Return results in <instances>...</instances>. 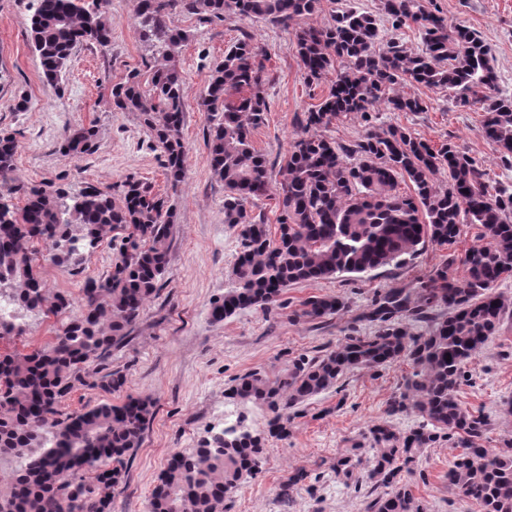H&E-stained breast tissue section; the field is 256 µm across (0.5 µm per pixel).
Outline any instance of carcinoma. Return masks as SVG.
Returning a JSON list of instances; mask_svg holds the SVG:
<instances>
[{
  "mask_svg": "<svg viewBox=\"0 0 512 512\" xmlns=\"http://www.w3.org/2000/svg\"><path fill=\"white\" fill-rule=\"evenodd\" d=\"M28 41L50 84H58L73 49L80 44L108 49L112 40L110 0H30ZM322 0H135L140 35L152 41L154 69L148 87L131 75L112 87V106L134 112L152 132V147L166 157V178L177 186L185 175L187 149L182 137L189 96L173 51L187 35L168 25L180 10L209 19L236 11L292 29L299 67L310 82L329 72L336 79L327 95L306 114L305 129L317 133L296 139L274 183L265 156L255 149L251 130L268 112L264 50L242 39L224 51L212 69L203 104L208 112V160L224 182V222L241 226L242 250L231 284L211 303L210 316L222 323L237 312L266 308L290 285L338 274H367L404 267L429 243L450 244L460 226L479 230V244L461 259L463 275L448 276L443 266L412 289L390 288L372 301L364 318L378 325L371 335L349 336L336 348L300 359L273 377L251 372L239 378L229 397L271 413L267 430H225L189 455H170L154 487L149 512H224L227 487L255 475L266 439L288 436L289 410L363 368L388 366L405 357L413 372L387 414L412 409L417 427L398 436L383 425L369 433L376 452L366 479L372 490L391 491L368 501L366 512H425L398 481L403 468L438 437L458 439L461 450L448 466V487L483 512H512V439L485 446L492 421L462 404L461 369L512 320V298L496 291L512 278V192L491 185L483 170L455 146L436 148L409 129H373L352 145L325 134L336 119L359 114L372 118L379 105L389 112H423L418 97L392 92L401 83L446 88L462 106L481 105L482 132L512 161V97L496 93L489 50L480 35L450 28L425 0H378L377 14L354 7L333 23H304ZM390 25L384 38L379 20ZM419 33L422 46L409 48L394 33ZM239 97H234V94ZM95 146L90 127L72 128L64 150L79 157ZM15 141L0 131V296L13 309L43 312L66 321L47 344L28 352L0 353V456L24 455L26 462L5 488L0 512H110V490L143 442L151 402L129 398L103 402L57 419L65 397L85 383L86 367L120 347L144 305L158 295L169 263L173 208L169 197L143 181L123 185V203L87 186L76 194L54 185L33 186L25 204L4 199L13 193ZM448 174L443 184L436 176ZM406 177L414 193L398 191ZM272 197L277 230L264 213L246 205ZM124 233L112 272L89 278L83 303L70 314L72 299L46 296L36 272L34 243L43 242L56 264L79 271L84 250ZM340 296H311L298 317L339 315ZM428 320L425 335L409 321ZM15 314L0 316V340L21 336Z\"/></svg>",
  "mask_w": 512,
  "mask_h": 512,
  "instance_id": "cac0c4a2",
  "label": "carcinoma"
}]
</instances>
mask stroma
I'll list each match as a JSON object with an SVG mask.
<instances>
[{"instance_id": "stroma-1", "label": "stroma", "mask_w": 512, "mask_h": 512, "mask_svg": "<svg viewBox=\"0 0 512 512\" xmlns=\"http://www.w3.org/2000/svg\"><path fill=\"white\" fill-rule=\"evenodd\" d=\"M433 3L449 26L479 32L490 50L497 90L512 95V0ZM29 17V0H0V131L15 139V184L28 188L50 182L73 193L92 185L118 203L124 182L133 177L168 193L174 205L164 286L146 303L125 343L97 366L102 376L123 374L124 386L112 393L81 386L60 406L66 416L130 395L154 401L144 442L111 491L114 512H148L151 491L172 453L191 452L208 431L239 417L248 427L266 428L268 411L229 398L239 377L252 371L275 374L299 358L325 354L347 336L373 331V323L361 315L374 294L416 287L445 263L450 274L461 275L454 259L475 243L478 230L463 227L454 244L428 246L404 268L296 284L270 309L249 308L224 323H212L209 308L223 294L240 250L239 228L224 222V185L213 177L208 162V121L201 95L212 68L242 36H250L265 50L268 112L264 124L252 130L251 140L275 173L292 142L303 134L301 118L327 95L331 79L307 83L291 35L268 21L231 11L220 21L180 11L171 14L170 26L187 34L174 59L189 90L183 125L186 176L172 192L165 182L162 154L149 147L148 129L135 113L112 106L114 84L133 74L144 83L151 78L152 48L136 28L134 0H112L108 52L77 46L56 86L44 80L28 44ZM394 90L422 98L428 109L380 111L377 127L398 124L429 144H454L485 171L491 184L512 185V168L503 165L495 145L481 132V109L460 106L445 89L406 83ZM22 97L29 101L25 112L15 109ZM76 126L96 131L93 152L79 158L63 149L67 130ZM114 255L103 243L86 252L82 273L43 258L37 262L38 271L48 294L64 292L77 303L84 279L107 276ZM313 295L342 296L348 309L315 321L299 317L302 303ZM24 321L25 334L0 342V351L43 345L61 323L43 314L26 315ZM463 370L459 398L468 408L490 416L493 428L486 445L499 447L503 439L512 438V415L506 411L512 400V322L504 324ZM412 371L405 358L385 368L358 370L339 389L296 407L287 437L267 440L258 472L226 496L224 512H365L367 488L356 479L366 474L374 453L369 429L386 422L401 433L416 424L409 412L387 415L389 401L400 395ZM456 445V440L438 439L418 454L411 471L401 474L426 512H479L448 488V461ZM342 458L349 460V471L338 470ZM299 471L304 480L289 499H282V485Z\"/></svg>"}]
</instances>
